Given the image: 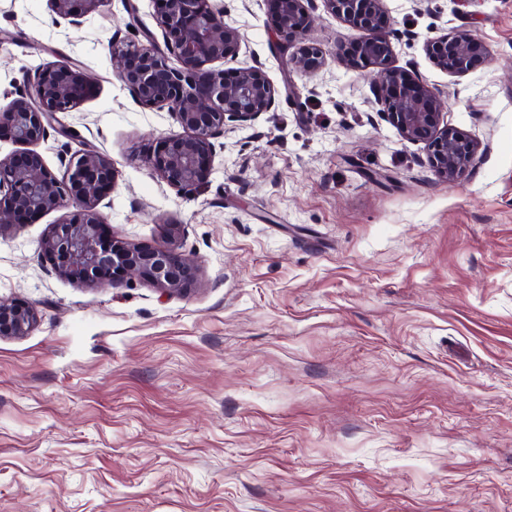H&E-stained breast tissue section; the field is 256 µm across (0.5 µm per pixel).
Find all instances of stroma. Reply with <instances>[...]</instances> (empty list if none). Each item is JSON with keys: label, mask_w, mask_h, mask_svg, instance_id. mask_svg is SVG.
Returning a JSON list of instances; mask_svg holds the SVG:
<instances>
[{"label": "stroma", "mask_w": 512, "mask_h": 512, "mask_svg": "<svg viewBox=\"0 0 512 512\" xmlns=\"http://www.w3.org/2000/svg\"><path fill=\"white\" fill-rule=\"evenodd\" d=\"M243 35L236 67L274 111L214 136L212 174L177 195L145 156L180 133L117 79L118 40L166 35L150 0H109L72 26L48 0H0V95L73 58L97 84L37 146L47 165L91 146L116 187L108 236L198 269L163 295L59 276L41 242L59 215L0 234V299L35 327L0 338V512H512V0H385L391 66L479 144L447 181L380 112L373 70L337 49L360 32L308 0L316 76L285 74L267 0H217ZM472 34L463 76L424 43ZM298 93H290L289 84Z\"/></svg>", "instance_id": "1"}]
</instances>
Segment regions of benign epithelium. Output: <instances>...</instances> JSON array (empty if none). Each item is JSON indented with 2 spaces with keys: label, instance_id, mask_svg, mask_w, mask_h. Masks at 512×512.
<instances>
[{
  "label": "benign epithelium",
  "instance_id": "1",
  "mask_svg": "<svg viewBox=\"0 0 512 512\" xmlns=\"http://www.w3.org/2000/svg\"><path fill=\"white\" fill-rule=\"evenodd\" d=\"M107 2L51 0V5L59 17L80 26ZM305 2L279 0L278 10L267 16V26L280 37L300 40L288 58V70L311 76L324 65V56L319 48L303 43L304 33L294 26L295 16L306 13ZM324 2L362 32L366 67L380 70L374 92L382 114L406 140L424 146L440 177L448 181L461 175L475 162L478 143L444 124V103L423 81L388 65L392 19L384 0ZM155 5L157 23L168 34L166 50L146 32L142 41L112 44V53L124 60L140 59L136 71L123 67L118 79L142 106L167 109L182 128L183 133L161 139L146 162L177 193L189 195L208 178L214 135L228 122H251L272 111L278 90L254 69L238 70L236 81L227 83L224 70L212 68L215 62L235 61L242 42L239 30L224 23V13L213 0H155ZM424 49L437 67L457 75L470 72L475 59L487 57L476 36L446 33L427 39ZM170 55L179 67L168 65ZM94 87L84 67L64 59L35 68L18 97L0 106V132L25 146L0 157V232L17 224L21 212L33 219L63 210L42 240L43 252L58 274L86 286L106 281L114 288L136 277L164 294L179 293L194 277L195 268L172 242L144 248L106 238L99 207L116 186L110 157L85 149L58 175L32 149L50 129L68 135L58 114L76 109ZM36 320L31 306L0 301V338L25 336Z\"/></svg>",
  "mask_w": 512,
  "mask_h": 512
}]
</instances>
